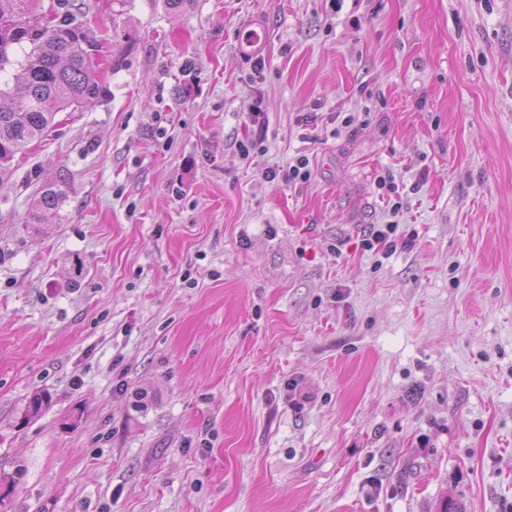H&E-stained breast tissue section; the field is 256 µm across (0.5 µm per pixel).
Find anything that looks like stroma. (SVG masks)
<instances>
[{"label":"stroma","mask_w":512,"mask_h":512,"mask_svg":"<svg viewBox=\"0 0 512 512\" xmlns=\"http://www.w3.org/2000/svg\"><path fill=\"white\" fill-rule=\"evenodd\" d=\"M75 3L101 93L0 181V512H512V0ZM310 160L307 156L300 155L293 159L292 162H288V166H276L270 168L265 177L270 181L275 180L277 177L281 178V181L285 184L301 181L307 182L312 176V171L309 167ZM64 196L60 190L47 186L40 191L32 201L29 211V221L33 224H41L47 213L56 214L63 204ZM397 224H377L374 225L370 236L363 240V247L367 251L374 250L379 252L389 250L396 246Z\"/></svg>","instance_id":"obj_1"}]
</instances>
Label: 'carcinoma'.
<instances>
[{"instance_id":"1","label":"carcinoma","mask_w":512,"mask_h":512,"mask_svg":"<svg viewBox=\"0 0 512 512\" xmlns=\"http://www.w3.org/2000/svg\"><path fill=\"white\" fill-rule=\"evenodd\" d=\"M15 25L0 29V73L17 70L16 91L0 87V178L11 170L16 154L43 136L56 113L83 106L96 97L102 73L97 54L86 50L89 33L75 23L70 0H56L51 16L28 7L5 11ZM60 190L51 186L32 201L29 221L39 224L63 204Z\"/></svg>"}]
</instances>
